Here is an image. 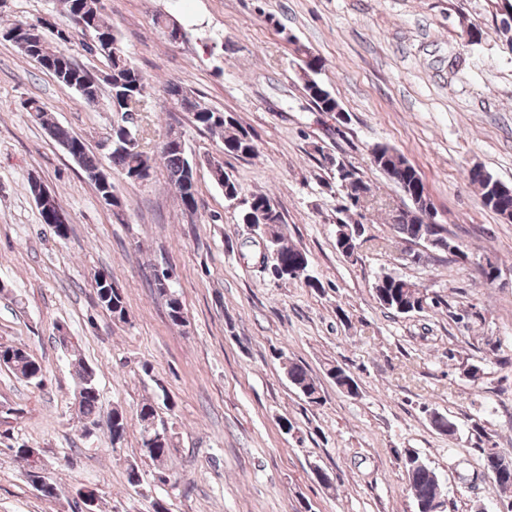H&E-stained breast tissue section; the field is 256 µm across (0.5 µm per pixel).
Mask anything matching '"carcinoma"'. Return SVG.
I'll return each mask as SVG.
<instances>
[{
	"label": "carcinoma",
	"instance_id": "carcinoma-1",
	"mask_svg": "<svg viewBox=\"0 0 512 512\" xmlns=\"http://www.w3.org/2000/svg\"><path fill=\"white\" fill-rule=\"evenodd\" d=\"M495 15L500 17V31L506 40L512 44V0H491ZM64 12L71 24L92 35L103 31L110 37V42L118 41L104 15L102 0H61ZM8 42L12 43L22 55L32 61L42 52L38 43L30 42V36L24 32L16 35ZM48 49L54 57V68L48 70L54 77H62L59 84L67 90L79 91L89 84L85 70L71 56L58 49L55 41L48 44ZM100 54L106 59V70L100 82L107 85L112 92L111 106L121 107L126 112L122 94L135 88L147 89V83L139 70L133 67L124 49L113 52V49H102ZM304 91L310 101L322 112H340L342 108L332 94L317 80L304 79ZM169 93H180L185 100L184 111L193 116L195 124L210 133L219 136L224 145V153L238 157H250L257 152L254 136L237 119L224 112L201 105L192 93L179 84H170ZM30 120L38 123L60 145H75L78 147L80 163L78 166L93 183L98 195L104 197L112 188L110 177L104 172L99 158L89 149L84 138L70 132L67 128L56 123L46 108L38 100L31 98L25 106ZM145 152H115L110 157L112 167L120 170L125 176L141 165ZM166 168L169 182L174 186L180 204L184 211L192 214L198 208L197 189L193 171L189 161L184 156V149L171 146L160 154ZM331 170L336 174V182L341 190L342 204L337 211L346 214L356 207L361 195L370 191L367 183L355 169H346V165L325 157ZM209 164L214 166L212 178L224 189L227 196H235L238 189L235 181L224 172V164L213 159ZM375 166L392 181L401 192L411 201L412 208L396 213L393 216V228L408 242H414L423 237L421 213L432 205L423 179L418 170L393 148L382 146L381 154ZM471 184L480 189L483 203L506 221H512V194H500L503 182L494 178L485 170L475 174L468 170ZM254 209L243 213L242 221L252 226L255 237L250 240L251 256L263 257V270L277 281L300 280L306 281L311 288L322 287L321 282L308 274L309 259L307 253L294 244L289 243L279 232L284 217L275 200L266 193H257L252 197ZM339 236L336 237V247L342 253L352 248L355 228L345 220L338 222ZM112 276L107 273L95 275L97 300L102 308L112 316L114 322H124L127 318V307L122 290L110 283ZM158 296L164 301L169 320L174 325L185 323V308L180 295L175 290L167 291L156 287ZM374 295L379 304L396 314H411L423 312L431 307L437 308L441 300L431 297L427 290L400 276L386 274L376 279L373 286ZM71 365L78 378L80 399L77 402L78 413L82 423V436L92 435V431L106 424L110 441L116 446L124 440L127 430V418L123 411L112 409L104 412L100 394L96 385L89 383V366L81 354L74 349H68ZM0 358L11 362L9 370L20 380L40 384L43 381L42 366L22 346L0 343ZM328 374L335 385L347 390L355 379L350 371L342 366L328 369ZM287 375L290 383L299 391L306 402L318 404L322 401L321 386L308 370L297 362H289ZM137 417L142 430V451L157 466H164L172 456L173 436L165 423L158 419L156 406L151 401L140 405ZM407 489L411 494L416 512H429L430 504L436 495L442 493V485L437 474L413 452L407 451L401 459ZM483 468L491 475L495 487L500 490L512 489V462L506 461L493 450L484 452Z\"/></svg>",
	"mask_w": 512,
	"mask_h": 512
}]
</instances>
